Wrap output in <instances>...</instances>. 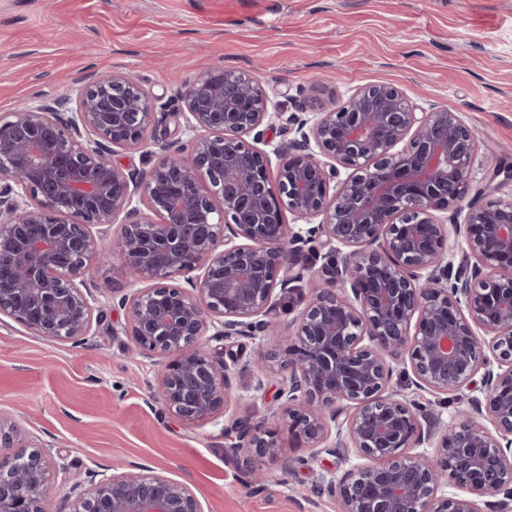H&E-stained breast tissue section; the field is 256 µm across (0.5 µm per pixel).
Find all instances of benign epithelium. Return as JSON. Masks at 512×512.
I'll return each mask as SVG.
<instances>
[{"mask_svg":"<svg viewBox=\"0 0 512 512\" xmlns=\"http://www.w3.org/2000/svg\"><path fill=\"white\" fill-rule=\"evenodd\" d=\"M180 99L189 140L160 146L142 171L113 159L142 147L154 117L130 75L0 117V316L84 340L95 261L114 285L144 284L121 298L124 332L162 358L151 399L182 422H212L234 398L242 353L210 348L212 327L217 340H253L249 358L280 375L291 440L363 459L323 486L341 512H512V199L440 216L472 187L479 132L386 84L313 121L289 116L298 137L275 146L280 113L254 76L220 68ZM342 167L352 173L340 181ZM288 212L319 222L291 224ZM121 214L138 219L109 250L92 227ZM310 255L324 259L315 271ZM181 276L188 287L173 284ZM277 292L296 313L284 349L268 319ZM397 372L471 397L439 431L392 385ZM264 425L247 415L230 426L250 486L282 449ZM47 464L0 417V512H47ZM69 481V512H204L161 474Z\"/></svg>","mask_w":512,"mask_h":512,"instance_id":"1","label":"benign epithelium"}]
</instances>
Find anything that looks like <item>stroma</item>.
<instances>
[{"label": "stroma", "mask_w": 512, "mask_h": 512, "mask_svg": "<svg viewBox=\"0 0 512 512\" xmlns=\"http://www.w3.org/2000/svg\"><path fill=\"white\" fill-rule=\"evenodd\" d=\"M221 65L255 75L285 118L322 112L365 84L400 88L418 110L443 106L482 131L475 188L512 198V0H0V115L123 72L159 103L147 144L118 152L145 168L157 142L188 135L176 95ZM91 334L47 341L0 316V415L25 444L48 448V512H67L69 474L141 469L187 483L204 512H339L321 482L340 478L342 457L297 444L291 467L265 459V486L246 489L224 430L248 414L281 424L274 374L238 363L245 397L214 422L190 426L149 407L155 360L134 355L121 290L91 265Z\"/></svg>", "instance_id": "obj_1"}]
</instances>
